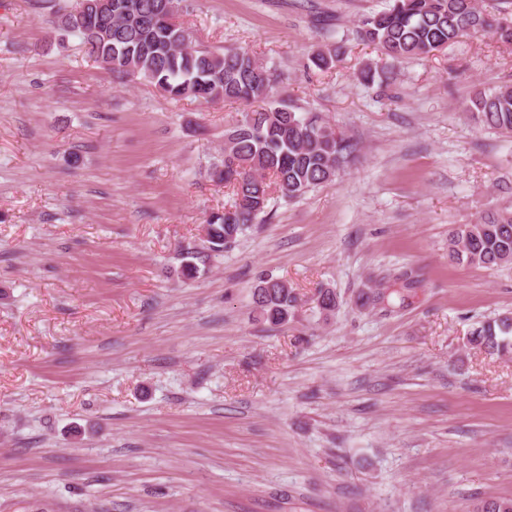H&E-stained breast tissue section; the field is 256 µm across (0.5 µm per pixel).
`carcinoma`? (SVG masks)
Listing matches in <instances>:
<instances>
[{"label": "carcinoma", "mask_w": 512, "mask_h": 512, "mask_svg": "<svg viewBox=\"0 0 512 512\" xmlns=\"http://www.w3.org/2000/svg\"><path fill=\"white\" fill-rule=\"evenodd\" d=\"M162 0H112V33L86 34L77 29L79 11L59 10L57 29L77 35L93 59L112 78H141L171 99L204 102L257 103L224 133V157L213 174L231 193L223 211L205 220L206 242L221 252L253 224L262 220L273 194L288 200L305 196L333 180L353 157L356 146L318 112H299L283 98H275L276 69L238 49L216 52L185 42L186 31L164 19ZM464 35H490L512 43V13L488 10L478 0H390L387 7L362 21L359 38L381 57L364 62L361 81L388 79L391 67L412 58L443 50ZM341 48L326 47L311 56L319 70L336 66ZM465 111L479 125L512 136V85L478 89ZM448 258L470 265L512 266V209L486 213L472 224H460L448 234ZM413 281L405 278L392 292L369 291L358 296L360 306H376L396 294L405 301ZM260 319L284 326L297 305L294 290L266 275L253 295ZM321 312L336 309L331 288L314 295ZM470 343L491 354L512 353V314L476 329ZM472 512H512V497L480 500Z\"/></svg>", "instance_id": "carcinoma-1"}]
</instances>
